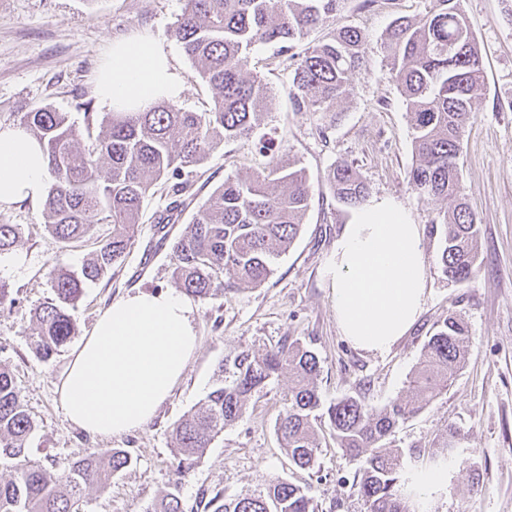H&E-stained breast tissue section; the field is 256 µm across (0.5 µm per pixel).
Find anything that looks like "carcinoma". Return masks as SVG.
Here are the masks:
<instances>
[{
  "label": "carcinoma",
  "instance_id": "obj_1",
  "mask_svg": "<svg viewBox=\"0 0 512 512\" xmlns=\"http://www.w3.org/2000/svg\"><path fill=\"white\" fill-rule=\"evenodd\" d=\"M419 17H397L387 27L381 48L411 115L416 157L409 173L427 200L450 202L438 212L444 228L443 272L465 282L479 266L476 219L462 193L460 141L474 110L483 77L482 56L460 0H431ZM340 0H185L175 36L194 74L214 91L209 112H189L165 101L145 112H108L97 118L91 102L82 103L85 130L66 113L37 108L21 118L44 144L55 182L44 206V226L56 242L75 247L95 237L101 224L112 233L78 271H50L53 298L38 307L32 332L37 355L50 359L75 334L69 309L84 288L120 267L131 245L129 230L139 223L145 198L155 186L169 197L168 208L184 206L190 188L184 170L204 162L229 141H245L260 125L270 90L247 75L250 51L258 44L290 50L309 32L336 16ZM370 49L365 34L341 25L326 40L297 54L291 76L298 112H334L349 97L350 75ZM98 129L92 133V129ZM88 144L80 146L81 138ZM328 180L336 200L362 205L367 187L355 168L335 165ZM306 172L291 162L275 164L245 179H227L215 188L191 224L172 245V277L190 296L207 300L256 288L274 273L278 258L299 235L310 207ZM19 240V225L0 224V256ZM468 342L464 321L451 312L425 343L409 379L406 396L376 410L355 396L330 404L326 414L338 447L361 462L352 486L367 512H418L410 483L418 471L403 453L386 447L396 429L448 391L461 369ZM233 378L212 390L201 408L183 415L172 428L177 472L192 467L224 428L246 413L252 394L283 371L291 386L276 422L277 436L293 463L311 468L319 449L313 425L322 405L316 384L317 355L290 340L260 356L239 354ZM34 430L10 369L0 364V461L12 463L10 479L0 481V512H80L87 490L105 489L112 476L131 464L121 448L93 453L49 471L30 459ZM145 512H184L178 490L167 492ZM204 512H315L307 491L279 479L265 491L244 492L230 501L216 492Z\"/></svg>",
  "mask_w": 512,
  "mask_h": 512
}]
</instances>
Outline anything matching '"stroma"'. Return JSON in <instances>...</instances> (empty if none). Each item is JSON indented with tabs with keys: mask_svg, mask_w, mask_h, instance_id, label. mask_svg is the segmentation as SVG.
I'll list each match as a JSON object with an SVG mask.
<instances>
[{
	"mask_svg": "<svg viewBox=\"0 0 512 512\" xmlns=\"http://www.w3.org/2000/svg\"><path fill=\"white\" fill-rule=\"evenodd\" d=\"M184 7L185 0H0V123H17L25 112L47 106L83 127V102H91L95 112L106 111L95 76L112 43L146 34L163 43L185 81L177 107L210 111L213 91L194 77L173 35ZM429 7L430 0H343V23L360 28L373 49L351 76L353 96L332 112L295 111L288 54L254 46L249 70L271 89L260 126L249 141L227 142L193 168L185 207L166 228L155 222L166 205L164 195L145 199L121 268L86 288L73 312L75 335L46 361L32 346L31 328L34 309L52 296L47 274L54 267L80 268L93 245L55 243L42 225V203L0 207V224L21 228L13 252L0 258V281L13 298L0 306V363L11 369L34 422L31 459L49 466L110 448L125 449L132 458L107 489L86 492L81 512H145L174 488L186 512H203L202 493L220 491L229 500L263 491L276 477L308 488L316 512H366L348 483L357 465L337 448L328 419L315 424L321 445L315 467L301 470L289 461L275 428L287 375L256 391L243 418L225 428L182 474L176 471L172 427L202 406L218 383L221 363L243 352H267L289 339L317 354L323 403L357 395L370 407L383 408L405 394L424 343L451 311L468 325L466 363L447 393L399 426L392 445L428 456L437 452L444 431L454 428L456 456L444 484L429 495L428 512H512V0H462L485 68L459 160L463 192L480 230L481 264L463 283L442 270L440 202L424 200L409 182L415 161L410 117L380 48L393 19ZM280 160L306 170L312 198L300 234L278 259L273 276L258 288L193 300L198 348L172 396L143 428L109 438L81 431L61 408L58 388L99 313L129 293L177 291L171 244L212 189ZM339 162L353 165L369 198L391 200L424 228L423 310L411 330L383 353L356 349L345 339L325 276L336 239L352 215L334 198L327 180Z\"/></svg>",
	"mask_w": 512,
	"mask_h": 512,
	"instance_id": "obj_1",
	"label": "stroma"
}]
</instances>
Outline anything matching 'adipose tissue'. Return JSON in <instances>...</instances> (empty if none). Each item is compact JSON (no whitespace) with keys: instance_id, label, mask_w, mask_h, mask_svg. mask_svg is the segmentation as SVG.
Returning <instances> with one entry per match:
<instances>
[{"instance_id":"obj_1","label":"adipose tissue","mask_w":512,"mask_h":512,"mask_svg":"<svg viewBox=\"0 0 512 512\" xmlns=\"http://www.w3.org/2000/svg\"><path fill=\"white\" fill-rule=\"evenodd\" d=\"M97 95L115 111H145L185 91L162 43L135 37L113 43ZM41 142L19 124L0 123V206L32 202L46 190ZM423 229L386 200L358 208L344 224L326 276L342 335L382 353L416 322L426 297ZM193 306L168 291H141L112 302L72 355L59 388L67 418L93 436L113 437L147 424L181 381L198 346Z\"/></svg>"}]
</instances>
